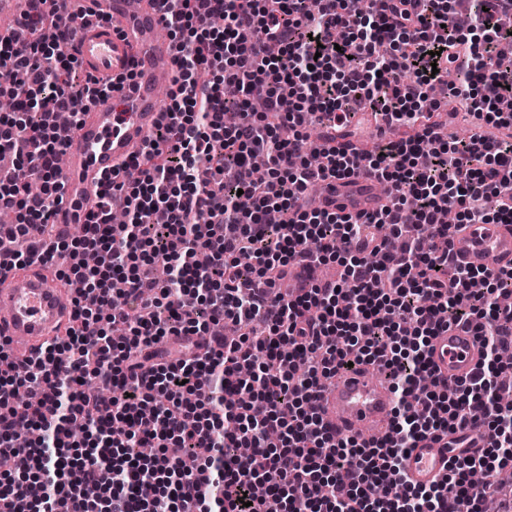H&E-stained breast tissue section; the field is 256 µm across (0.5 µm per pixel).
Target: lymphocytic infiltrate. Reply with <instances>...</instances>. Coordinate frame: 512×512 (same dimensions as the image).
<instances>
[{
    "mask_svg": "<svg viewBox=\"0 0 512 512\" xmlns=\"http://www.w3.org/2000/svg\"><path fill=\"white\" fill-rule=\"evenodd\" d=\"M55 2L29 0L28 39L0 35V68L14 76L0 155L15 160L0 168V209L17 218L0 271L68 254L63 276L96 303L77 304L65 335L18 366L0 343V455L15 473L0 512H28L20 473L34 474L41 512L70 501L81 512H484L512 464V408L498 403L512 392L500 359L512 351V306L500 303L512 269L458 265L438 215L512 224V113L499 109L512 99L500 54L512 0H366L359 12L346 0H159L177 49L167 123L130 159L139 179L106 175L82 234L44 242L65 190L53 115L79 126L97 96L135 77L80 78L70 44L81 24L62 25ZM448 72L452 94L503 137H444L447 109L422 105ZM361 101L406 136L335 147ZM312 116L318 166L306 161ZM361 171L387 184L389 205L360 216L306 205L309 186ZM117 207L126 223H112ZM89 250L90 268L78 261ZM308 260L340 271L285 295L289 267ZM461 325L482 360L451 386L428 347ZM163 337L176 358L157 350ZM354 361L392 380L383 439L336 438L316 407ZM472 420L485 446L452 457L439 484H410L409 449ZM174 446L194 454L192 470Z\"/></svg>",
    "mask_w": 512,
    "mask_h": 512,
    "instance_id": "f902f5d3",
    "label": "lymphocytic infiltrate"
}]
</instances>
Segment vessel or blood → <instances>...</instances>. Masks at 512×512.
Returning <instances> with one entry per match:
<instances>
[{"instance_id":"b4317fda","label":"vessel or blood","mask_w":512,"mask_h":512,"mask_svg":"<svg viewBox=\"0 0 512 512\" xmlns=\"http://www.w3.org/2000/svg\"><path fill=\"white\" fill-rule=\"evenodd\" d=\"M63 19L81 16L83 28L75 48L83 70L94 77L134 69L130 88L99 97L82 124L64 134L63 203L53 222L63 231L86 222L103 189L102 179L130 160L154 134L167 110L158 81L172 77L176 48L159 35L162 13L158 0H59ZM330 198L346 212L381 209L388 202L369 174L336 180ZM457 264L473 269L512 266V226L468 224L450 231ZM62 259L34 261L0 273V337L21 358L39 351L62 335L75 310V293L57 277ZM481 345L473 332L451 329L436 336L430 347L433 367L445 378L462 380L475 371ZM319 408L334 434L383 437L394 410L390 384L372 367L342 370L324 390ZM478 426L459 433L430 437L407 453L403 469L411 484L428 487L446 472L448 459L478 448Z\"/></svg>"}]
</instances>
